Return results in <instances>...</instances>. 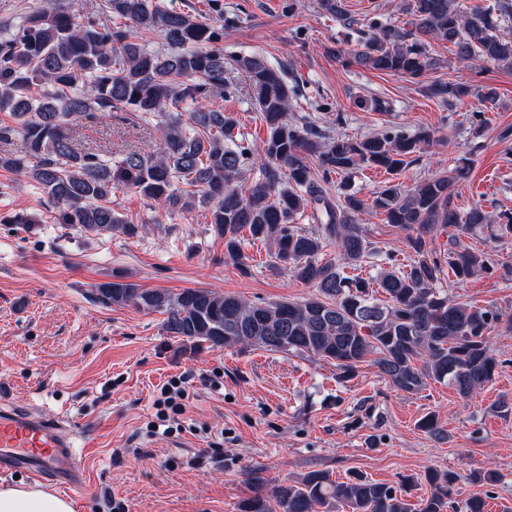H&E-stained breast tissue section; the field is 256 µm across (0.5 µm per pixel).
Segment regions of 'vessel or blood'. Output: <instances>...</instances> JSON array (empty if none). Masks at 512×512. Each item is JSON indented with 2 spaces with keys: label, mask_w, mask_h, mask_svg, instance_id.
<instances>
[{
  "label": "vessel or blood",
  "mask_w": 512,
  "mask_h": 512,
  "mask_svg": "<svg viewBox=\"0 0 512 512\" xmlns=\"http://www.w3.org/2000/svg\"><path fill=\"white\" fill-rule=\"evenodd\" d=\"M26 473L30 481L79 490L84 471L77 444L56 422L12 406L0 410V473Z\"/></svg>",
  "instance_id": "obj_1"
}]
</instances>
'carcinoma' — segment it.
I'll return each mask as SVG.
<instances>
[{"mask_svg": "<svg viewBox=\"0 0 512 512\" xmlns=\"http://www.w3.org/2000/svg\"><path fill=\"white\" fill-rule=\"evenodd\" d=\"M104 3L112 25L81 13L72 0L0 24V112L11 117L0 122V142L20 137L25 145L19 155H0V169L37 182L57 206L56 223L91 234L135 232L112 209V190L120 186L168 213L205 203L224 237V256L240 271L248 270L243 253L248 234L273 243V267L292 273L315 293L297 301L248 302L207 289L172 295L112 281L96 288L102 303L161 312L168 336L198 346H258L325 360L347 380L372 355L392 386L409 394L435 382L468 398L492 380L499 362L491 332L501 316L457 302L437 288L443 264L460 283L495 270L492 254L461 245L442 259L431 241L439 226L454 229L453 237L460 238L488 221L480 208L462 214L451 205L466 166L408 190L399 183L385 185L373 207L409 232L413 259L405 269L390 256V268L375 278L349 276L345 269L361 266L373 254L356 223L366 203L347 193L337 207L323 184L359 167L396 174L430 142L431 133L385 132L358 139L292 123L294 88L283 70L254 54L234 59L267 128L262 144L252 147L234 135L233 118L207 104L224 95V30L199 12L170 11L158 0ZM317 8L345 28L360 27L362 39L348 52L350 65L416 78L434 65L425 53L432 39L452 44L461 61L512 68V40L497 33V20L512 15V0L466 9L457 0H407L411 31L374 17L362 23L344 0H318ZM153 33L162 37L164 49L149 47ZM428 92L448 102L468 96L470 88L435 83ZM114 112L158 119L160 152L130 149L114 158L76 146L74 123ZM310 159L317 162L319 180ZM255 165L258 181L239 188L245 171ZM312 204L324 211L325 223L308 230L296 220ZM330 244L338 251L334 260L322 258ZM426 479L431 494L413 505L393 488L357 474L336 482L314 472L266 493L267 480L253 472L255 491L241 502L240 512H445L455 476L430 473Z\"/></svg>", "mask_w": 512, "mask_h": 512, "instance_id": "carcinoma-1", "label": "carcinoma"}]
</instances>
